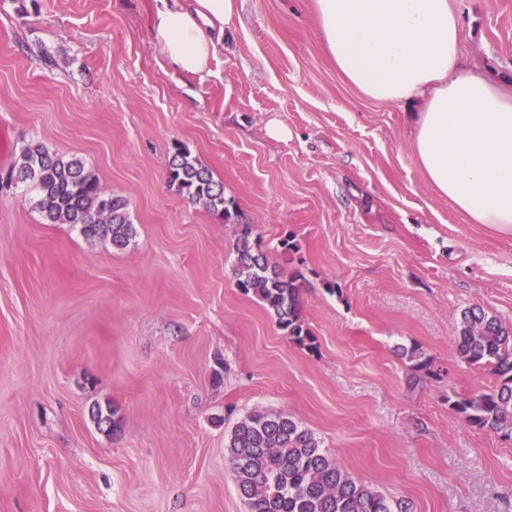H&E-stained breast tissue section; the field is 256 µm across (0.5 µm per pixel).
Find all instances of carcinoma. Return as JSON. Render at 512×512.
Returning <instances> with one entry per match:
<instances>
[{
    "label": "carcinoma",
    "instance_id": "carcinoma-1",
    "mask_svg": "<svg viewBox=\"0 0 512 512\" xmlns=\"http://www.w3.org/2000/svg\"><path fill=\"white\" fill-rule=\"evenodd\" d=\"M6 178L31 193L33 207L47 224H72L84 237L108 241L118 249L136 237L128 201L106 190L78 155L25 144ZM168 183L226 223L238 216L224 198V184L182 146L175 148L170 161ZM251 235L245 224L236 239L232 274L237 287L262 301L291 341H312L301 315V274L285 276ZM456 343L460 357L489 370L495 383L453 400V410L466 425L511 439L512 328L479 307H469L456 327ZM91 419L101 432L119 427L109 405L93 407ZM226 448L246 512H410L405 500L355 481L311 431L281 414L245 416L233 427Z\"/></svg>",
    "mask_w": 512,
    "mask_h": 512
}]
</instances>
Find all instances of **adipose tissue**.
Instances as JSON below:
<instances>
[{
	"instance_id": "1",
	"label": "adipose tissue",
	"mask_w": 512,
	"mask_h": 512,
	"mask_svg": "<svg viewBox=\"0 0 512 512\" xmlns=\"http://www.w3.org/2000/svg\"><path fill=\"white\" fill-rule=\"evenodd\" d=\"M236 0H175L151 16L180 70H208ZM323 42L365 96L421 105L412 149L428 183L472 224L512 234V90L460 64L454 0H314Z\"/></svg>"
}]
</instances>
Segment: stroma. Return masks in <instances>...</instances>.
I'll use <instances>...</instances> for the list:
<instances>
[{
    "mask_svg": "<svg viewBox=\"0 0 512 512\" xmlns=\"http://www.w3.org/2000/svg\"><path fill=\"white\" fill-rule=\"evenodd\" d=\"M155 7L0 0V169L28 143L79 155L138 230L117 250L0 192V512H244L225 444L263 410L410 512H512V439L450 405L494 383L459 358L455 328L469 307L512 327V235L427 183L419 103L351 85L314 0H237L198 75L153 43ZM457 8L463 66L512 79V0ZM178 145L223 182L238 223L169 186ZM243 224L301 273L311 345L237 288ZM107 402L110 436L89 416Z\"/></svg>",
    "mask_w": 512,
    "mask_h": 512,
    "instance_id": "1",
    "label": "stroma"
}]
</instances>
